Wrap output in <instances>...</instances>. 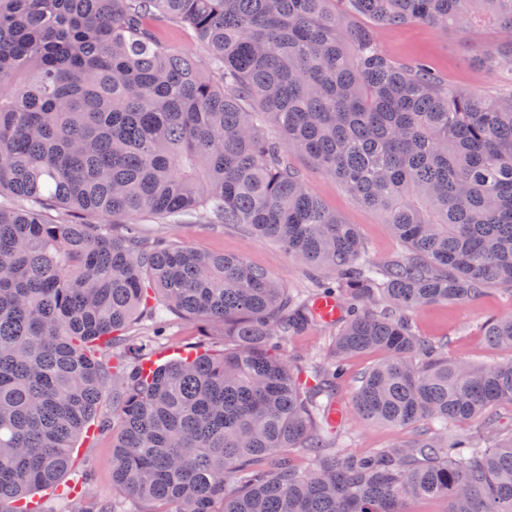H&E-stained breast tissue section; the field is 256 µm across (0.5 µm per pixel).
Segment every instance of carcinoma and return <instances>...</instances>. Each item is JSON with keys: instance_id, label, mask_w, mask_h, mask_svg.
<instances>
[{"instance_id": "obj_1", "label": "carcinoma", "mask_w": 512, "mask_h": 512, "mask_svg": "<svg viewBox=\"0 0 512 512\" xmlns=\"http://www.w3.org/2000/svg\"><path fill=\"white\" fill-rule=\"evenodd\" d=\"M481 16L512 35V0H0V196L27 202L0 205V512L61 486L109 387L112 492L144 512H407L413 498L512 512V432H449L512 403V358L448 357L411 323L433 302L512 288V92L451 89L374 34L411 21L463 31ZM166 23L203 56L165 46ZM475 60L512 69V38ZM292 152L380 211L404 254L372 262ZM53 208L64 214L45 219ZM185 213L279 243L318 292L106 223ZM325 294L341 316L304 379L281 342L324 324L313 305ZM163 313L224 334V352L146 374L134 343L132 369L110 363L119 333L140 318L158 334ZM485 336L512 350V313ZM368 351L384 358L354 388L358 416L440 427L404 451L344 455L333 384ZM61 497L70 512H111Z\"/></svg>"}]
</instances>
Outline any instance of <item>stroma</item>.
<instances>
[{"mask_svg":"<svg viewBox=\"0 0 512 512\" xmlns=\"http://www.w3.org/2000/svg\"><path fill=\"white\" fill-rule=\"evenodd\" d=\"M377 38L382 48L398 63L405 65L420 58L426 59L438 77L449 86L476 90L488 97L512 90V70H483L474 61V47H491L504 41V33L492 25L480 24L463 32H446L413 22L379 29ZM290 161L303 172L312 191L328 209L336 212L346 223L356 225L371 259L383 262L401 252V244L392 236L377 210L353 202L337 181L320 171L305 155L291 154ZM135 222L140 237L146 241L164 239L209 253L236 255L274 274L294 291L310 286L303 266L289 257L280 245L257 238L245 227L198 224L189 217L160 224L139 216ZM508 312H512V291L491 287L465 304L428 305L413 314L412 322L419 336L447 344L449 355L466 358L477 365H491L511 358L512 350L491 345L485 336V326L491 319ZM202 330V323L195 320L172 321L166 336L152 344L149 359L164 363L176 352L188 351L202 341L211 351L223 350V337L214 336L206 341L202 338ZM332 335L328 327H315L287 338L283 353L292 362L319 361ZM380 358L377 352L350 358L346 366L349 380L340 384L334 394V401L342 411L344 427L351 435L346 447L350 455H364L408 443L419 430L415 424L401 427L367 423L354 411L350 381L361 376ZM73 458L75 464L65 476V483L81 481L83 471H90L91 480L85 482L88 500L110 498L114 501L115 512H141L142 505L136 499L112 495L111 428H104L91 437H80Z\"/></svg>","mask_w":512,"mask_h":512,"instance_id":"stroma-1","label":"stroma"}]
</instances>
